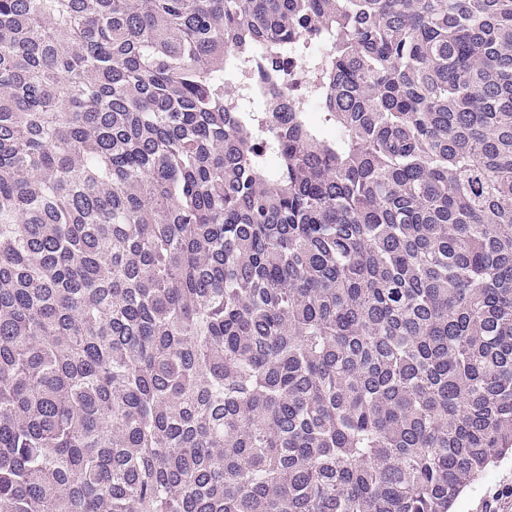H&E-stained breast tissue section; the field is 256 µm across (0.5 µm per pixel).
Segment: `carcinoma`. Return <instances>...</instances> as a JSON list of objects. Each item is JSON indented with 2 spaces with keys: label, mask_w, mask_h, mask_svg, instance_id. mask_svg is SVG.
<instances>
[{
  "label": "carcinoma",
  "mask_w": 512,
  "mask_h": 512,
  "mask_svg": "<svg viewBox=\"0 0 512 512\" xmlns=\"http://www.w3.org/2000/svg\"><path fill=\"white\" fill-rule=\"evenodd\" d=\"M250 94L254 49L307 58ZM512 455V0H0V512H451Z\"/></svg>",
  "instance_id": "1"
}]
</instances>
